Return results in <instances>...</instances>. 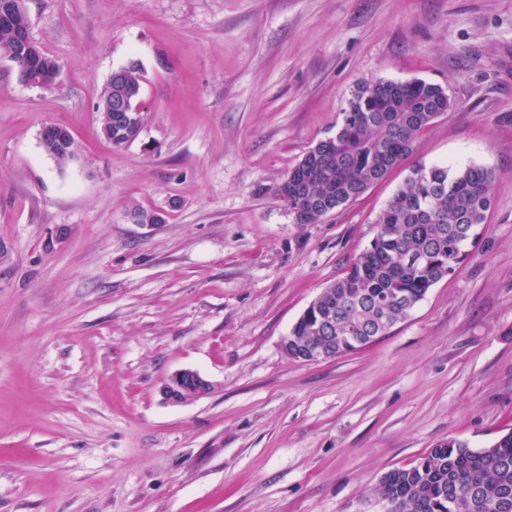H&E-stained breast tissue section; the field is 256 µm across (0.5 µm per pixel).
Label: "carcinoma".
I'll return each mask as SVG.
<instances>
[{
	"label": "carcinoma",
	"instance_id": "1",
	"mask_svg": "<svg viewBox=\"0 0 512 512\" xmlns=\"http://www.w3.org/2000/svg\"><path fill=\"white\" fill-rule=\"evenodd\" d=\"M19 37L20 21L1 20L0 54L12 56ZM41 71L56 85L55 60L33 62L30 77ZM142 83L139 66L120 67L96 105L100 134L116 148L140 133ZM118 98L128 99L132 123L113 119ZM451 106L440 85L424 80L365 84L348 100L336 134L311 146L276 186L275 195L288 196L296 223H319L399 166ZM41 143L58 161L75 154L70 143L55 135H41ZM495 179L493 170L479 165H415L380 212L369 247L294 323L289 351L304 356L322 344L335 357L365 347L408 318L477 243L494 207ZM379 494L392 502L394 512H442L453 496L460 499L454 512H498L495 505L501 500L512 503V431L479 449L457 438L439 442L414 466L388 472Z\"/></svg>",
	"mask_w": 512,
	"mask_h": 512
}]
</instances>
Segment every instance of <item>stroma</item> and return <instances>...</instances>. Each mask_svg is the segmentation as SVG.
Here are the masks:
<instances>
[{
  "label": "stroma",
  "mask_w": 512,
  "mask_h": 512,
  "mask_svg": "<svg viewBox=\"0 0 512 512\" xmlns=\"http://www.w3.org/2000/svg\"><path fill=\"white\" fill-rule=\"evenodd\" d=\"M26 5L61 75L31 87L0 55V512H383L387 472L512 429V0ZM133 61L143 124L116 149L96 104ZM377 79L453 105L357 200L295 223L276 185ZM419 163L496 171L477 245L368 346L287 356ZM182 369L214 391L166 403ZM46 126L41 133V143L45 151L58 161H65L74 156V148L64 139H59L55 135H45Z\"/></svg>",
  "instance_id": "1"
}]
</instances>
